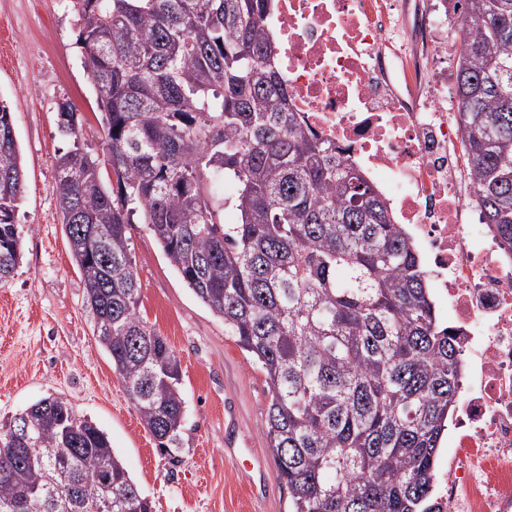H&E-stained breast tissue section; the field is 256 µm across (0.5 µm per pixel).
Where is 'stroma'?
<instances>
[{
	"label": "stroma",
	"mask_w": 512,
	"mask_h": 512,
	"mask_svg": "<svg viewBox=\"0 0 512 512\" xmlns=\"http://www.w3.org/2000/svg\"><path fill=\"white\" fill-rule=\"evenodd\" d=\"M78 34L70 0H0V100L11 109L25 172L14 217L23 257L0 286V425L61 396L108 434L153 512H287L288 488L266 436L264 375L145 225H133L130 248L140 315L180 360L185 409L175 454L144 429L93 335L54 195L55 158L70 146L58 127L61 102L83 115L84 147L105 151Z\"/></svg>",
	"instance_id": "1"
}]
</instances>
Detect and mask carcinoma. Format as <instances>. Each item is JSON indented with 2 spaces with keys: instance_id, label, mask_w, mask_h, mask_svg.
I'll use <instances>...</instances> for the list:
<instances>
[{
  "instance_id": "cac0c4a2",
  "label": "carcinoma",
  "mask_w": 512,
  "mask_h": 512,
  "mask_svg": "<svg viewBox=\"0 0 512 512\" xmlns=\"http://www.w3.org/2000/svg\"><path fill=\"white\" fill-rule=\"evenodd\" d=\"M458 17L456 120L481 221L512 245V0H446ZM269 0H73L108 155L72 147L55 195L94 336L144 428L176 448L180 360L139 314L129 229L147 226L198 300L265 376L269 448L289 512H435L434 462L462 354L389 203L288 103ZM234 185L225 195L224 185ZM24 192L0 101V285L21 259ZM0 446V505L152 512L107 434L48 396Z\"/></svg>"
}]
</instances>
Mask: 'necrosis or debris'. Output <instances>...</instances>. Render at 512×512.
I'll return each instance as SVG.
<instances>
[{
  "instance_id": "1",
  "label": "necrosis or debris",
  "mask_w": 512,
  "mask_h": 512,
  "mask_svg": "<svg viewBox=\"0 0 512 512\" xmlns=\"http://www.w3.org/2000/svg\"><path fill=\"white\" fill-rule=\"evenodd\" d=\"M392 0H273L274 37L293 111L363 169L392 205L448 300L464 358L448 425L455 452L440 512H512V248L474 222L456 118L444 108L456 20L446 0L407 25Z\"/></svg>"
}]
</instances>
